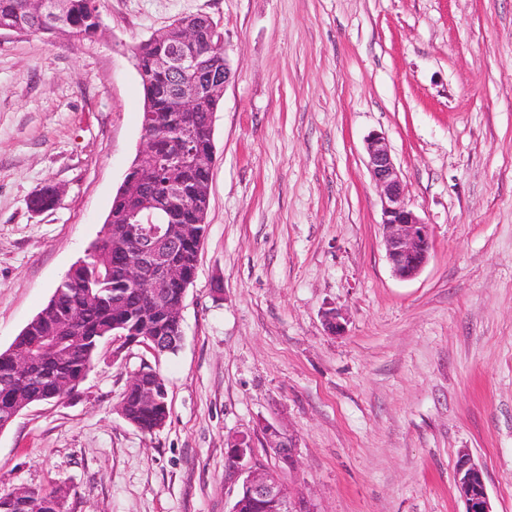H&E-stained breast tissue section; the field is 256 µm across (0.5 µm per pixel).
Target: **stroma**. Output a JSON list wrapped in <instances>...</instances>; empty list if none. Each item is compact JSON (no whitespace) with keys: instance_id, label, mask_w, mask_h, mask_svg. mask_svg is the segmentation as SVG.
Wrapping results in <instances>:
<instances>
[{"instance_id":"35a3bbf8","label":"stroma","mask_w":512,"mask_h":512,"mask_svg":"<svg viewBox=\"0 0 512 512\" xmlns=\"http://www.w3.org/2000/svg\"><path fill=\"white\" fill-rule=\"evenodd\" d=\"M103 33L0 35V350L100 235L142 146L132 46L203 14L232 77L179 352L105 341L77 391L0 433V491L67 512H230V437L318 512H465L460 451L512 512V0H101ZM432 227L396 278L365 141ZM52 184L58 202L29 199ZM344 317L328 335L322 313ZM170 415L119 403L143 366ZM284 426L280 468L259 424ZM140 370L144 373L139 375L137 383L127 386L119 407L121 414L128 423L136 426L142 432L152 433L162 428L169 418L168 391L167 398L164 399L165 403L146 402L157 401L162 390L165 391L166 385L161 389L156 386H143L140 392L139 386L141 384L154 381L156 371L150 367H143Z\"/></svg>"}]
</instances>
